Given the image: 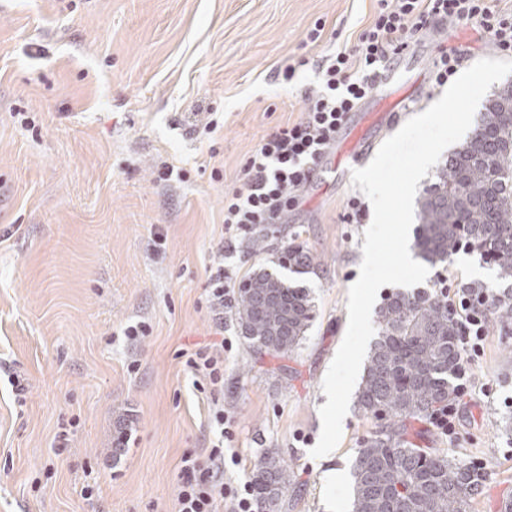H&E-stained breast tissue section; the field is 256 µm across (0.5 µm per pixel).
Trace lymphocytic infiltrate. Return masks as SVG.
<instances>
[{"instance_id":"f902f5d3","label":"lymphocytic infiltrate","mask_w":512,"mask_h":512,"mask_svg":"<svg viewBox=\"0 0 512 512\" xmlns=\"http://www.w3.org/2000/svg\"><path fill=\"white\" fill-rule=\"evenodd\" d=\"M469 24L487 34L496 50L512 53V11L495 0H378V7L353 47L337 48L318 62L319 85L305 96L306 106L294 123L268 133L243 166V185L224 197V222L248 230L281 224L298 205L301 191L333 146L351 112L370 97L385 70L403 55L414 38ZM451 303L459 317L463 367L456 391L465 394L466 366L483 351L486 300L466 290ZM186 370L206 383L211 396V438L206 454L181 458L174 490V512H253L251 484L235 486L224 479V345L215 342L188 352Z\"/></svg>"}]
</instances>
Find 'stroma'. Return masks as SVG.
Returning a JSON list of instances; mask_svg holds the SVG:
<instances>
[{
  "label": "stroma",
  "mask_w": 512,
  "mask_h": 512,
  "mask_svg": "<svg viewBox=\"0 0 512 512\" xmlns=\"http://www.w3.org/2000/svg\"><path fill=\"white\" fill-rule=\"evenodd\" d=\"M376 0H0V512H172L180 459L209 444V405L181 350L224 340V479L251 480L267 451L288 467V512H350L351 468L374 419L350 407L336 451L321 433L325 374L348 326L369 219L344 161L314 179L280 225L317 257L300 276L315 319L287 357L252 352L225 307L216 324L205 288L224 227V194L270 130L298 121L317 76L300 58L353 44ZM322 32L310 42L314 27ZM466 64L496 57L473 26L415 42L395 64L393 100L425 111L436 43ZM295 66L292 80L283 72ZM218 128L204 133L207 121ZM181 179L157 177L161 165ZM233 238L225 287L274 267L275 251ZM496 271L459 252L423 289ZM143 321L148 336L127 343ZM453 433L414 421L424 448L477 468L471 512L512 501V325L488 320ZM17 375L23 396L7 378ZM130 424L121 458L112 436ZM68 431L59 449L56 435ZM339 481H330V472ZM92 498H85L86 486Z\"/></svg>",
  "instance_id": "stroma-1"
}]
</instances>
